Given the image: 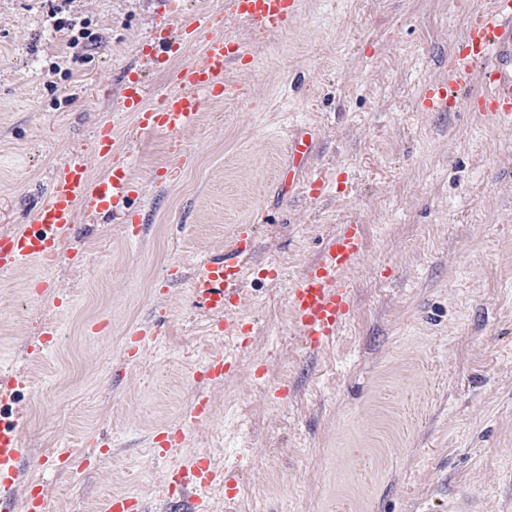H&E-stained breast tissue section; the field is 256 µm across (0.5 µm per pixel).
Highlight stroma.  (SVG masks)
<instances>
[{"label": "stroma", "instance_id": "35a3bbf8", "mask_svg": "<svg viewBox=\"0 0 512 512\" xmlns=\"http://www.w3.org/2000/svg\"><path fill=\"white\" fill-rule=\"evenodd\" d=\"M213 15L247 54L217 98L174 137L136 133L114 105L126 67L165 85L143 47L155 0H0V232L24 223L67 154L91 177L111 123L142 185L150 222L79 215L81 264L37 262L0 277V367L26 385L15 405L31 459L55 448H111L79 480L34 466L55 512H104L117 494L163 512L167 467L194 456L235 466L238 492L208 489L210 512H512V123L458 100L428 112L452 44L490 0H303L276 36L255 34L224 0H181ZM89 22L102 42L75 53L49 15ZM311 128L319 199L281 195L288 141ZM253 227L235 314L247 345L212 333L189 290L196 263ZM363 227L351 269L353 310L330 345L309 350L288 317V288L338 225ZM53 280L58 307L33 294ZM167 334L124 357L135 328ZM59 335L27 355L38 325ZM216 349L237 372L210 385L213 412L181 450L154 459L153 433L191 404L195 373Z\"/></svg>", "mask_w": 512, "mask_h": 512}]
</instances>
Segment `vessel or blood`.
Instances as JSON below:
<instances>
[{
  "label": "vessel or blood",
  "mask_w": 512,
  "mask_h": 512,
  "mask_svg": "<svg viewBox=\"0 0 512 512\" xmlns=\"http://www.w3.org/2000/svg\"><path fill=\"white\" fill-rule=\"evenodd\" d=\"M226 4L230 16L267 34L287 30L300 9V0H226ZM160 23L165 30L155 39L149 56L158 71L167 73L170 86L154 95L137 74H128L120 89L119 105L133 117L136 132L166 138L196 122L214 97L238 95L239 89L227 79L226 69L238 60L243 49L226 41L202 12L191 17L177 33L168 31V18H161ZM191 33L202 37L203 49L190 60L186 53L187 36ZM450 57L447 85H433L425 91L423 105L428 111L450 110L455 104L453 90L470 88L475 73L483 72L487 75L480 93L484 104L489 111L511 114L512 0H492L491 7L472 20L467 39L452 47ZM314 147L312 131L295 135L288 145L283 175L292 186L306 182L310 197L317 199L325 190L324 178H304ZM93 148L98 155L112 160L103 176H89L82 154L68 155L57 165L27 222L0 233L1 277L30 261L47 267L80 261V253L72 250L69 242L81 213L127 225L134 237L144 230L146 218L132 206L139 184L131 176L129 160L116 158L119 147L111 126L97 132ZM251 240L250 227L239 226L229 247L201 260L194 268L191 288L196 304L223 314L228 331L239 329L233 309L243 293L244 260L252 251ZM363 252L361 225H339L290 287L289 319L308 348L315 350L329 343L347 323L352 303L346 274ZM235 367L231 355L216 350L209 354L197 377L220 384ZM19 386L17 375L0 374V512H51L44 493L18 491V474L29 461L28 451L19 440L23 421L12 413ZM211 411L209 396L199 393L178 423L154 435L156 455L167 457L177 451L185 441L187 428L208 419ZM222 479V473L211 469L202 458L192 465L174 468L172 480L180 495L167 502L168 512H208L205 493Z\"/></svg>",
  "instance_id": "b4317fda"
}]
</instances>
